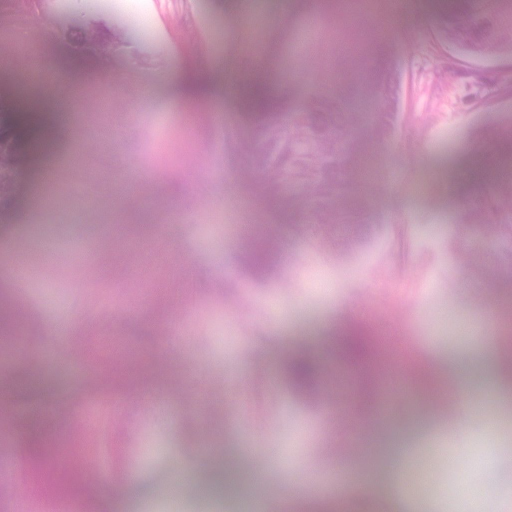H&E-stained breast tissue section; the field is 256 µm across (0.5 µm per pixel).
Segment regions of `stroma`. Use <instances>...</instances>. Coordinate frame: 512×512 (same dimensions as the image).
Returning <instances> with one entry per match:
<instances>
[{
	"instance_id": "stroma-1",
	"label": "stroma",
	"mask_w": 512,
	"mask_h": 512,
	"mask_svg": "<svg viewBox=\"0 0 512 512\" xmlns=\"http://www.w3.org/2000/svg\"><path fill=\"white\" fill-rule=\"evenodd\" d=\"M448 0H45L34 18L20 0H0V102L23 85V62L46 65V92L77 101L82 135L57 137L58 155L80 150L86 167L61 170L58 201L35 189L46 171L22 113L5 111L25 149V164L0 203V265L24 250L26 263L0 284V309L18 311L16 348L0 366L26 372L32 389L15 396L25 412L41 395H86L89 406L61 421L55 437L64 465L96 463L97 491L111 499L114 472L139 480L125 512H160L195 498L200 512H227L210 494L212 449L233 454L244 482L296 512L282 492L291 476L332 482L322 500L345 507L375 497L392 512L388 455L405 458L416 481L413 512H434L419 481L431 455L453 454L454 496L476 463L512 459V414L479 402L465 411L417 399L412 382L377 390L390 407L375 425L384 453L370 452L348 427L340 401L290 396L280 373L294 348H322L351 323L370 331L397 326L406 356L447 376L462 362L476 388L490 385L475 352L512 336V268L499 265L494 238L480 242L482 263L461 262L470 243L457 236L466 201L512 164L473 132L512 112V94L493 79L512 75V55L478 57L448 44L441 17ZM135 40L107 51L77 47L63 34L60 12ZM383 46L400 74L399 109L430 112L423 136L401 129L372 135L366 90L367 51ZM240 78L268 87L285 104L317 80L346 79L355 144L353 204L368 219L361 248L326 244L315 224L292 219L288 191L255 173L241 148L251 127L247 99L225 97L230 63ZM152 89H145L147 75ZM276 253L271 274L253 278L245 254ZM138 372L152 360V382L123 393L121 406L99 392L113 363ZM238 390L224 408L204 395ZM464 414L469 440L459 446L454 419ZM201 434L186 450L183 430Z\"/></svg>"
}]
</instances>
